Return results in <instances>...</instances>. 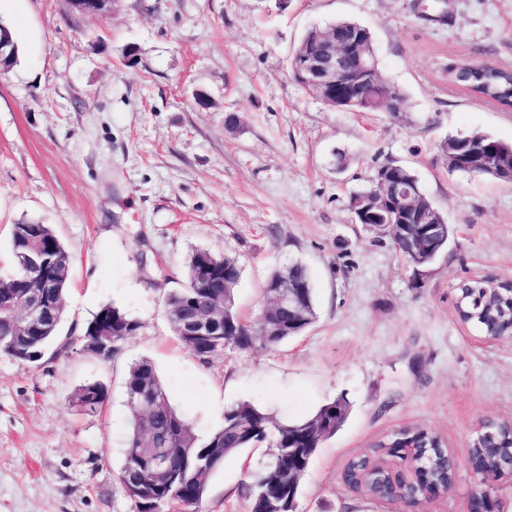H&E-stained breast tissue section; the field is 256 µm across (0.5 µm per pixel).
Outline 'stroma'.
<instances>
[{
    "mask_svg": "<svg viewBox=\"0 0 512 512\" xmlns=\"http://www.w3.org/2000/svg\"><path fill=\"white\" fill-rule=\"evenodd\" d=\"M339 19L370 29L381 74L406 97L402 120L331 109L294 80L304 34ZM0 24L18 54L0 70V275L13 225H50L71 256L60 333L74 339L31 366L0 354V512H137L119 472L124 379L142 359L202 438L243 401L302 420L345 399L348 417L312 458L295 512H390L343 471L416 427L459 467L415 512H467L481 487L466 465L478 427L512 420V337L486 341L460 322L455 286L512 280V184L449 172L441 146L474 132L512 143V112L454 85L448 63L512 67V0H113L93 16L20 0ZM388 159L454 230L431 266L414 268L350 209ZM197 249L238 258L236 307L249 319L269 275L302 262L314 322L277 347L201 363L164 309ZM108 304L141 327L102 359L80 335ZM88 382L105 386L104 407H68ZM270 459L265 446L226 456L201 512H248Z\"/></svg>",
    "mask_w": 512,
    "mask_h": 512,
    "instance_id": "35a3bbf8",
    "label": "stroma"
}]
</instances>
